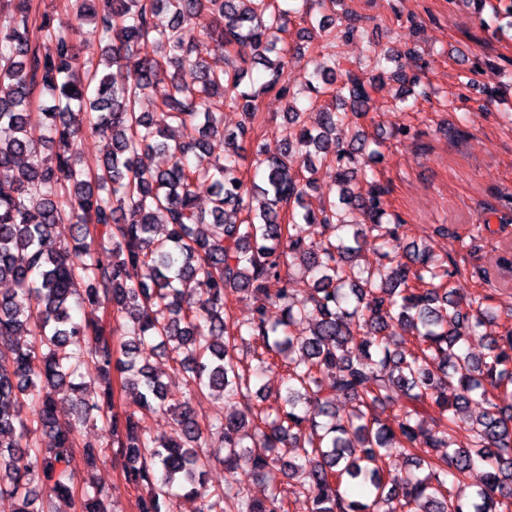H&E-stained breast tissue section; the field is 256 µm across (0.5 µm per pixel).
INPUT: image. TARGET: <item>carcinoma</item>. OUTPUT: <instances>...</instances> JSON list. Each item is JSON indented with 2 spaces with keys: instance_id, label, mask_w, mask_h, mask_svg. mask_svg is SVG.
Segmentation results:
<instances>
[{
  "instance_id": "cac0c4a2",
  "label": "carcinoma",
  "mask_w": 512,
  "mask_h": 512,
  "mask_svg": "<svg viewBox=\"0 0 512 512\" xmlns=\"http://www.w3.org/2000/svg\"><path fill=\"white\" fill-rule=\"evenodd\" d=\"M473 2L512 17V0ZM69 8L106 40L94 65L80 61L72 23L33 22L31 0L0 10V282L13 284L0 294V494L17 502L15 512H60V500L114 512L94 476L73 468L79 447L89 466L107 453L79 446L78 427L98 417L140 512H176L181 497L200 500L197 512H288L279 494L259 500L238 484L241 466L258 477L280 467L310 512H512V329L480 333L494 320L485 296L462 300L460 271L428 249L382 254L388 266L378 279L358 262L369 236L395 241L399 229L383 223L389 190L368 167L384 154L366 151L359 119L383 74L412 86L419 77L387 71L398 58L391 50L342 68L337 44L360 21L351 11L338 30L333 15L284 10L277 0H70ZM161 12L163 28L154 23ZM203 12L213 19L207 36L241 66L216 70L193 57L192 24ZM293 14L299 38L326 41L303 85L319 104L315 125L288 79V54L301 50L286 38ZM114 66L129 70L126 82L112 81ZM255 68L266 79L247 90ZM270 92L288 98L275 154L261 134L260 99ZM35 103L48 132L40 138ZM226 108L244 116L231 132ZM89 114L112 151L83 165L76 149ZM172 122L197 135L175 138ZM341 126L353 129L347 144L336 137ZM144 154L164 163L146 165ZM318 164L335 168L339 195L314 207L304 172ZM206 180L208 210L196 205ZM353 211L365 223L348 220ZM65 222L71 242L61 246L54 229ZM99 249L112 252V264L99 263ZM295 265L313 278L298 304L288 288ZM272 278L282 283L274 295ZM244 296L253 300L245 323L232 311ZM74 303L89 309L84 318L72 315ZM101 308L110 315H97ZM478 335L482 356L469 349ZM157 351L183 375L188 398L178 405L167 404V385L150 367ZM86 363L97 372L94 393L82 381ZM273 367L283 369L285 393L257 407L268 395L256 380ZM118 390L134 393V403L115 408ZM194 398L244 410L204 421ZM475 399L484 410L466 420ZM161 410L174 416L167 436L147 424ZM214 432L224 441V486L212 490L211 460L199 448ZM394 455L426 474L385 478ZM478 463L487 465L484 483L466 502L458 489Z\"/></svg>"
}]
</instances>
